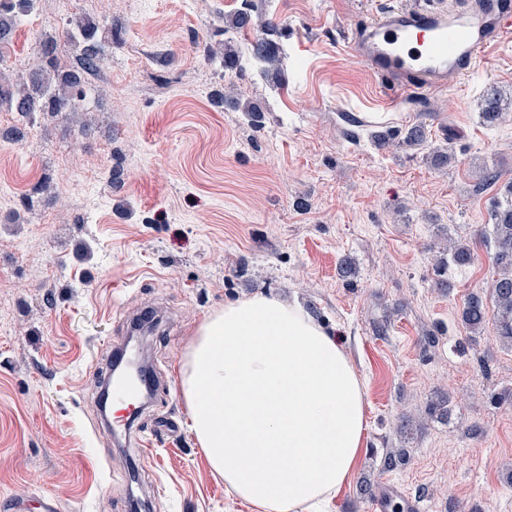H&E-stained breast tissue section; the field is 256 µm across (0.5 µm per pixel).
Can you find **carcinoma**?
Here are the masks:
<instances>
[{"instance_id":"obj_1","label":"carcinoma","mask_w":512,"mask_h":512,"mask_svg":"<svg viewBox=\"0 0 512 512\" xmlns=\"http://www.w3.org/2000/svg\"><path fill=\"white\" fill-rule=\"evenodd\" d=\"M245 8L224 16V47L207 48V56L219 62L224 70L233 71L241 66L242 59L262 64L264 75L278 70L279 45L273 36L280 33L277 23L268 18L261 24V34L241 51L235 44L233 34L255 26L252 12L253 0H244ZM33 0H0V43L8 41L17 22V17L28 12ZM97 26L88 20L70 23L63 33L65 44L76 50L75 66L68 71L58 68L56 59L59 42L49 37L39 42L37 57L26 75L16 79L10 70L0 67V105L10 112H18L33 119L37 114L68 113L80 118L81 105L93 88L88 76L97 73L106 63L112 42L96 40ZM502 114L500 99L491 95L485 101L481 118L487 123L496 122ZM492 236L495 247L496 277L491 281L490 295L496 311L499 336L512 342V202L496 206L492 211ZM474 261V253L464 243L455 241L448 248V258L439 259L435 273L441 277L439 284L448 286L442 274L449 267L461 268ZM487 318V307L477 295L471 297L463 309L461 319L466 328L478 330Z\"/></svg>"}]
</instances>
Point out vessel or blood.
Segmentation results:
<instances>
[{
    "label": "vessel or blood",
    "instance_id": "b4317fda",
    "mask_svg": "<svg viewBox=\"0 0 512 512\" xmlns=\"http://www.w3.org/2000/svg\"><path fill=\"white\" fill-rule=\"evenodd\" d=\"M511 38L512 0H459L452 10L416 0L381 7L348 29L345 43L398 105L413 91L469 77L489 49Z\"/></svg>",
    "mask_w": 512,
    "mask_h": 512
}]
</instances>
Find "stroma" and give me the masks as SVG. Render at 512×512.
<instances>
[{
  "label": "stroma",
  "instance_id": "stroma-1",
  "mask_svg": "<svg viewBox=\"0 0 512 512\" xmlns=\"http://www.w3.org/2000/svg\"><path fill=\"white\" fill-rule=\"evenodd\" d=\"M382 2L264 0L281 29L275 80L208 60L241 0H35L0 44L21 73L70 20L121 39L84 122L0 110V512L20 494L28 512L44 496L58 512H130L133 493L152 512H257L198 447L180 375L200 324L258 293L298 301L364 384L363 449L323 512H373L392 483L422 512H512V343L494 317L475 332L461 321L470 296L490 295L491 212L512 196V43L394 108L343 47ZM418 123L427 143L405 144ZM450 237L475 260L441 288L433 260ZM145 307L161 320L158 385L118 442L92 367ZM162 421L180 434L153 441Z\"/></svg>",
  "mask_w": 512,
  "mask_h": 512
}]
</instances>
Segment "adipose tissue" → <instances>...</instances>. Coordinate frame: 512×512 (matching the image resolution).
Segmentation results:
<instances>
[{
  "label": "adipose tissue",
  "mask_w": 512,
  "mask_h": 512,
  "mask_svg": "<svg viewBox=\"0 0 512 512\" xmlns=\"http://www.w3.org/2000/svg\"><path fill=\"white\" fill-rule=\"evenodd\" d=\"M180 388L210 466L258 512H314L360 454L363 383L338 341L295 303L257 294L209 316Z\"/></svg>",
  "instance_id": "1"
}]
</instances>
